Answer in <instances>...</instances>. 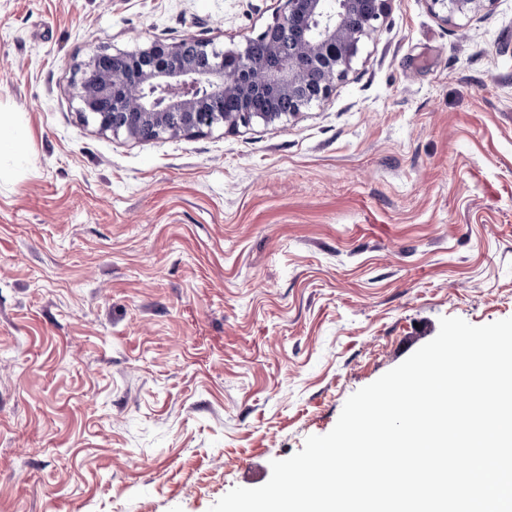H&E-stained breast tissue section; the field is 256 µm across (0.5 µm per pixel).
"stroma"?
<instances>
[{
  "mask_svg": "<svg viewBox=\"0 0 512 512\" xmlns=\"http://www.w3.org/2000/svg\"><path fill=\"white\" fill-rule=\"evenodd\" d=\"M284 0H0V512H208L441 317H512V0H390L288 120L135 142L91 49L244 44ZM431 2V7H438L442 12L446 13L443 16L448 19L449 15L454 14H478L485 9L486 3L491 4L494 0H428ZM28 136L27 127L7 117L2 119L0 113V176L2 163L6 166L9 162L16 164L21 161V145Z\"/></svg>",
  "mask_w": 512,
  "mask_h": 512,
  "instance_id": "1",
  "label": "stroma"
}]
</instances>
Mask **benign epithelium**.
I'll return each instance as SVG.
<instances>
[{
    "label": "benign epithelium",
    "instance_id": "obj_1",
    "mask_svg": "<svg viewBox=\"0 0 512 512\" xmlns=\"http://www.w3.org/2000/svg\"><path fill=\"white\" fill-rule=\"evenodd\" d=\"M389 0H284L260 37L265 61L248 47L211 39H155L135 52L92 50L75 69L72 99L84 122L146 142L273 123L327 99L351 68L362 38L376 31ZM446 14H477L494 0H429ZM354 17L357 24L349 23ZM267 100L261 110L251 101ZM288 103L283 109L281 103Z\"/></svg>",
    "mask_w": 512,
    "mask_h": 512
}]
</instances>
